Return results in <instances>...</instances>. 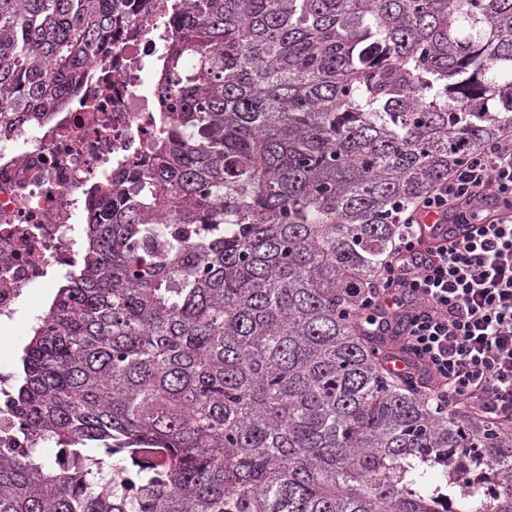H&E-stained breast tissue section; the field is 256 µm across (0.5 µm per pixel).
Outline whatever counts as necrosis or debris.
Wrapping results in <instances>:
<instances>
[{"mask_svg": "<svg viewBox=\"0 0 512 512\" xmlns=\"http://www.w3.org/2000/svg\"><path fill=\"white\" fill-rule=\"evenodd\" d=\"M182 4L128 0V19L112 27L110 57L88 65L69 108L0 140V335L33 320L34 288L77 266L82 219L91 198L108 191L111 174L153 167L155 71ZM9 387V371L0 370V449L39 447L46 437L22 431L3 395Z\"/></svg>", "mask_w": 512, "mask_h": 512, "instance_id": "1", "label": "necrosis or debris"}]
</instances>
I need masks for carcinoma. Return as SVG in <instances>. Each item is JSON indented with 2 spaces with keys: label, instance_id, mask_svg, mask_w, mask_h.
Here are the masks:
<instances>
[{
  "label": "carcinoma",
  "instance_id": "obj_1",
  "mask_svg": "<svg viewBox=\"0 0 512 512\" xmlns=\"http://www.w3.org/2000/svg\"><path fill=\"white\" fill-rule=\"evenodd\" d=\"M153 169L94 204L14 376L0 512H512V434L429 409L360 305L399 211L512 127V0H184ZM124 0H0V137ZM130 459L136 493L106 460ZM11 375H13L11 371L0 370V449L15 448L14 451H21V448H37L36 455L39 462L46 466H56L59 448V445H55L56 440L53 439L42 448H38L51 439L38 432L22 431L19 416L11 408L7 398L1 394L2 389L9 392Z\"/></svg>",
  "mask_w": 512,
  "mask_h": 512
}]
</instances>
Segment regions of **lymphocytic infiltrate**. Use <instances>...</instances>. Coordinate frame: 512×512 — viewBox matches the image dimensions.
I'll return each instance as SVG.
<instances>
[{"mask_svg":"<svg viewBox=\"0 0 512 512\" xmlns=\"http://www.w3.org/2000/svg\"><path fill=\"white\" fill-rule=\"evenodd\" d=\"M471 225L424 242L428 215ZM361 303L391 333L401 376L476 429L512 433V129L474 151L405 210Z\"/></svg>","mask_w":512,"mask_h":512,"instance_id":"f902f5d3","label":"lymphocytic infiltrate"}]
</instances>
